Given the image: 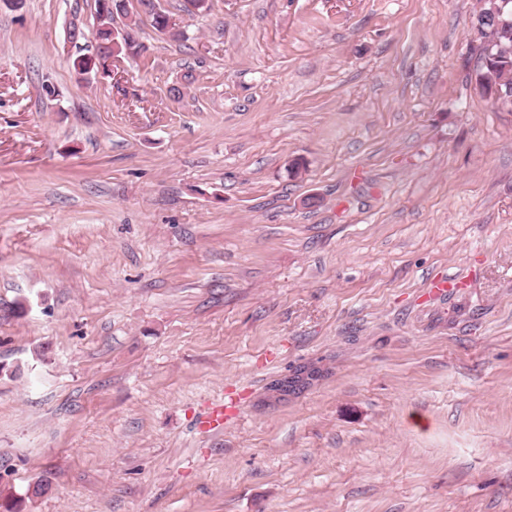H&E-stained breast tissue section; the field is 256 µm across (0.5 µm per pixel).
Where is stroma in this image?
I'll use <instances>...</instances> for the list:
<instances>
[{"label":"stroma","mask_w":512,"mask_h":512,"mask_svg":"<svg viewBox=\"0 0 512 512\" xmlns=\"http://www.w3.org/2000/svg\"><path fill=\"white\" fill-rule=\"evenodd\" d=\"M160 2L87 78L95 0H0V503L512 512L482 0Z\"/></svg>","instance_id":"obj_1"}]
</instances>
